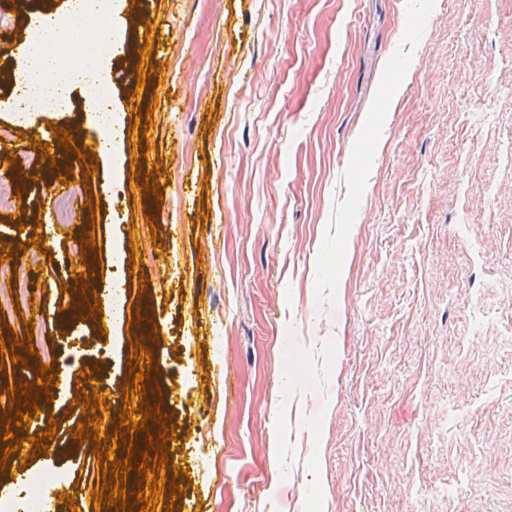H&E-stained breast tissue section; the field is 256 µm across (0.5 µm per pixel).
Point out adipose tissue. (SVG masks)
<instances>
[{
    "instance_id": "ef3b65f1",
    "label": "adipose tissue",
    "mask_w": 512,
    "mask_h": 512,
    "mask_svg": "<svg viewBox=\"0 0 512 512\" xmlns=\"http://www.w3.org/2000/svg\"><path fill=\"white\" fill-rule=\"evenodd\" d=\"M64 37L65 30L56 15L44 14L34 20L33 32L26 45L28 63L17 69L13 76V89L23 111H38L41 102L65 97L72 87L107 78L105 65L96 62L76 70L68 82H55L53 74L57 62L49 47Z\"/></svg>"
}]
</instances>
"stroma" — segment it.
<instances>
[{
  "instance_id": "1",
  "label": "stroma",
  "mask_w": 512,
  "mask_h": 512,
  "mask_svg": "<svg viewBox=\"0 0 512 512\" xmlns=\"http://www.w3.org/2000/svg\"><path fill=\"white\" fill-rule=\"evenodd\" d=\"M28 2L0 0L20 65L32 15L67 0ZM157 9L129 6L106 62L125 127L152 117L123 150L160 163L158 191L75 160L94 222L54 232L44 181L0 161L20 191L0 225L47 248L0 337L72 293L75 236L102 252L91 290L125 296L109 320L43 321L28 365L1 356L0 418L59 349L119 423L145 301L176 512H512V0H183L149 60L169 103L148 85L134 113L127 67ZM93 448L59 460L68 485L101 487Z\"/></svg>"
}]
</instances>
